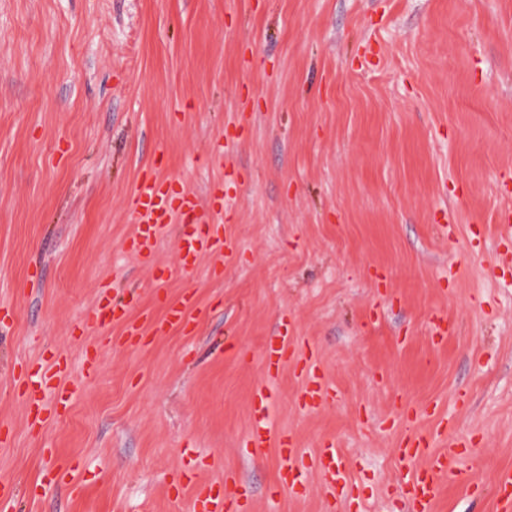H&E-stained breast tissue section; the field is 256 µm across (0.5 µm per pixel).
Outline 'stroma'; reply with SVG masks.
Instances as JSON below:
<instances>
[{
    "label": "stroma",
    "mask_w": 512,
    "mask_h": 512,
    "mask_svg": "<svg viewBox=\"0 0 512 512\" xmlns=\"http://www.w3.org/2000/svg\"><path fill=\"white\" fill-rule=\"evenodd\" d=\"M146 174L200 196L223 180L205 219L237 251L175 271L189 215L130 253ZM190 289L193 334L131 350L117 325L71 332L101 291L158 318ZM1 303L15 512H193L232 474L249 512H334L312 469L279 490L275 448L249 442L282 324L297 346L270 380L273 426L309 457L335 442L367 512H402L409 415L471 441L479 490L443 489L436 512H495L512 469V0H0ZM56 352L81 391L33 430L12 371ZM313 365L336 396L308 413Z\"/></svg>",
    "instance_id": "35a3bbf8"
}]
</instances>
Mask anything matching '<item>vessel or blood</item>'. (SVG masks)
<instances>
[{
  "mask_svg": "<svg viewBox=\"0 0 512 512\" xmlns=\"http://www.w3.org/2000/svg\"><path fill=\"white\" fill-rule=\"evenodd\" d=\"M194 195L176 189L174 184L155 175L143 176L135 189L132 215L136 232L130 242L134 253L149 254L159 234L171 224L177 209H196ZM235 240L224 234L218 224L204 225L199 233L182 237L178 243L177 266L181 271L193 269L202 253L221 251L232 254ZM198 314L194 294H186L177 303L168 305L162 318L153 320L155 330L187 327L195 322ZM121 323L125 336L132 341L141 338L142 320L129 317V306L119 302L95 303L91 308L88 325ZM291 338L287 327L277 331L264 341V358L268 371L278 370L288 357ZM67 360L62 356H51L28 364L14 376V385L30 410V423L34 426L45 424L54 415L69 409L76 395L73 386L64 381ZM335 394L334 386L321 372H312L305 383L306 405L317 410L325 400ZM253 425L249 442L256 449L275 446L282 484H296L302 471V458L295 439L272 430L271 390L263 383L256 384L252 393ZM466 440L449 439L445 449L437 451L431 441L419 431H411L398 448L400 480L403 493L411 512H433V506L441 494L443 485L464 482L466 471L463 467ZM313 465L322 477L328 497L333 504H342L348 495V480L344 470L336 461L333 442H324L313 458ZM199 512H229L230 502L222 491L204 487L195 495ZM497 512H512V471L501 472L496 480Z\"/></svg>",
  "mask_w": 512,
  "mask_h": 512,
  "instance_id": "1",
  "label": "vessel or blood"
}]
</instances>
